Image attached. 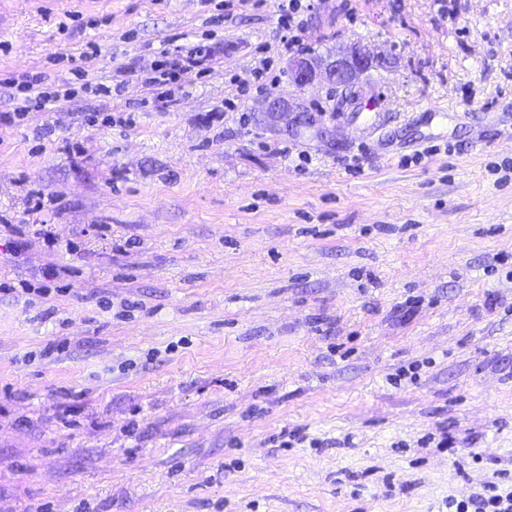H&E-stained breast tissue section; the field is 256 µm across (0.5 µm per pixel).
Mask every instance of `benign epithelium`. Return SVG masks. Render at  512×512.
Wrapping results in <instances>:
<instances>
[{"label":"benign epithelium","mask_w":512,"mask_h":512,"mask_svg":"<svg viewBox=\"0 0 512 512\" xmlns=\"http://www.w3.org/2000/svg\"><path fill=\"white\" fill-rule=\"evenodd\" d=\"M370 57L359 49L336 56L332 60H324L302 56L291 63L294 75V85L303 90L316 80L323 78L332 83H341L349 88L353 96L360 97L364 88L358 85L359 76L369 67ZM295 112L294 126L303 129H313L315 124L306 117V109L297 102L275 97L268 101L263 113V121L269 125L275 124L280 114Z\"/></svg>","instance_id":"obj_1"}]
</instances>
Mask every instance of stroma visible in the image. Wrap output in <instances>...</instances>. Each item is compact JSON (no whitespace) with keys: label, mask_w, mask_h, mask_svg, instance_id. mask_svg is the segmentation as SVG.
I'll list each match as a JSON object with an SVG mask.
<instances>
[{"label":"stroma","mask_w":512,"mask_h":512,"mask_svg":"<svg viewBox=\"0 0 512 512\" xmlns=\"http://www.w3.org/2000/svg\"><path fill=\"white\" fill-rule=\"evenodd\" d=\"M302 2L300 53L369 55L371 132L293 85L281 0H0V83L72 94L0 120V217L30 219L0 230V512H443L512 483V0ZM168 45L212 60L151 102ZM273 95L328 136L268 127Z\"/></svg>","instance_id":"35a3bbf8"}]
</instances>
